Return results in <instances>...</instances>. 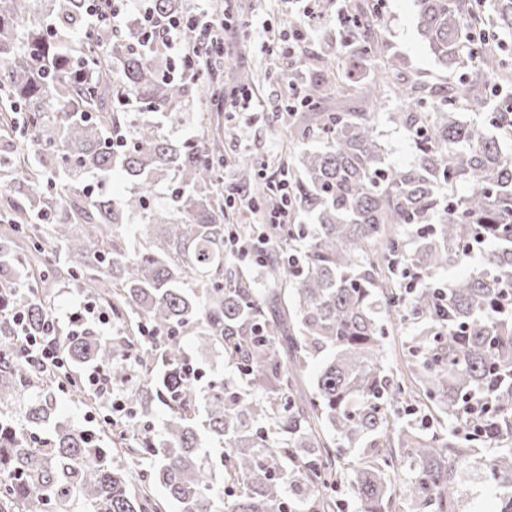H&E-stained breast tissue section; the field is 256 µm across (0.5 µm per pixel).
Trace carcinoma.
I'll list each match as a JSON object with an SVG mask.
<instances>
[{
	"label": "carcinoma",
	"mask_w": 512,
	"mask_h": 512,
	"mask_svg": "<svg viewBox=\"0 0 512 512\" xmlns=\"http://www.w3.org/2000/svg\"><path fill=\"white\" fill-rule=\"evenodd\" d=\"M419 33L459 82L446 88L398 81L403 63L386 53L369 0L350 5L348 39L314 52L305 102L288 113V172L296 216L270 224L279 249L259 259L224 250V144L203 128L174 145L169 125L190 97H213L217 67L201 52L195 69L169 75L147 22L101 24L87 34L88 0H0V130L38 146L30 162L0 147L13 177L0 202V280L20 290L7 307L43 327L46 285L90 293L117 334L88 330L60 343L71 369L100 365L133 410L96 430L56 416L52 368L28 364L0 317V512H341L347 484L358 512H399L392 485L412 512L466 508L464 476L479 465L495 512H512V50L490 47V27L512 35V0H415ZM156 16L180 0H151ZM362 104L333 112L331 83L358 89ZM500 85L491 123L498 136L461 121L456 101L484 103ZM391 94L418 151L388 169L368 105ZM122 132L127 142L112 145ZM313 142L325 147L309 149ZM122 171L132 191L86 192V175ZM238 181L255 179L251 159ZM172 185L152 203L158 181ZM463 182L467 192L457 195ZM139 215L143 223H130ZM490 250L464 276L436 278L468 262L470 243ZM402 348L410 380L385 363L384 336L407 323ZM214 354L238 377L212 386L177 385L186 357ZM328 355L315 393L296 374ZM168 409L162 435L151 422ZM47 427L51 438L34 442ZM219 444L224 485L202 451ZM159 484L166 498L153 493ZM230 500H224V496Z\"/></svg>",
	"instance_id": "cac0c4a2"
}]
</instances>
